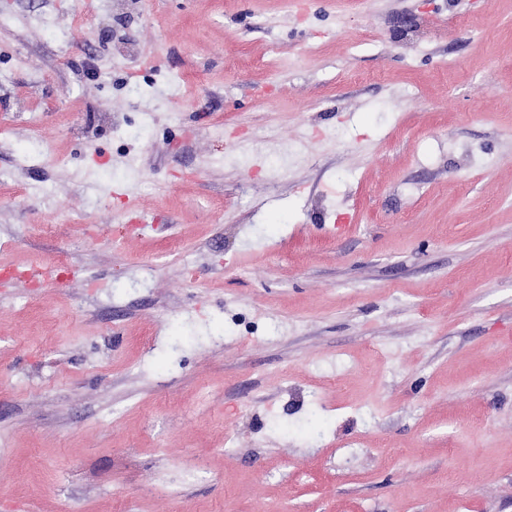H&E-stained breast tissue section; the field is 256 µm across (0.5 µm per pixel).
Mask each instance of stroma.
Returning a JSON list of instances; mask_svg holds the SVG:
<instances>
[{
  "label": "stroma",
  "instance_id": "stroma-1",
  "mask_svg": "<svg viewBox=\"0 0 512 512\" xmlns=\"http://www.w3.org/2000/svg\"><path fill=\"white\" fill-rule=\"evenodd\" d=\"M1 266L0 512H512V0H0Z\"/></svg>",
  "mask_w": 512,
  "mask_h": 512
}]
</instances>
